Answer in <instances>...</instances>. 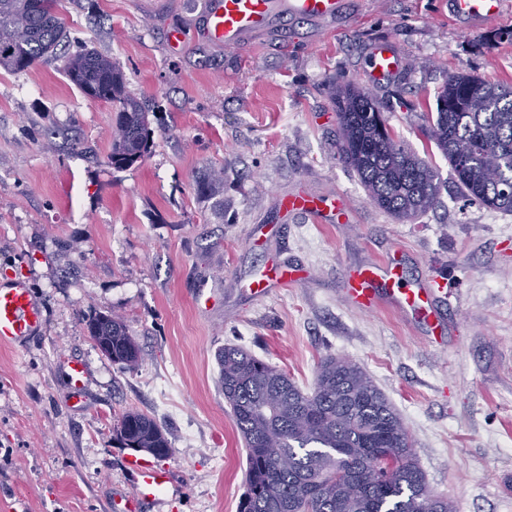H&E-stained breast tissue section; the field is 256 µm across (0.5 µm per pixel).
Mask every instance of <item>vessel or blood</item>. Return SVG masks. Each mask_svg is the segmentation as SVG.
I'll use <instances>...</instances> for the list:
<instances>
[{
    "label": "vessel or blood",
    "instance_id": "obj_1",
    "mask_svg": "<svg viewBox=\"0 0 512 512\" xmlns=\"http://www.w3.org/2000/svg\"><path fill=\"white\" fill-rule=\"evenodd\" d=\"M504 4L505 0H449V11L462 20L489 24L501 18ZM347 5V0H203L200 19L212 46L244 48L275 34L289 19L330 28L346 13ZM402 67L398 53L379 45L369 57L365 75L370 82L381 83L396 76ZM346 290L365 310L377 307L386 299L426 325H433L437 319L431 286L401 287L397 264L393 261L350 272ZM42 324V308L24 280H13L5 287L0 285V346H10L37 334ZM67 376L70 403L79 405L85 365L69 362ZM125 467L132 483V493L123 504L125 512H139L142 504L158 501L172 482L169 468L145 458L127 457Z\"/></svg>",
    "mask_w": 512,
    "mask_h": 512
}]
</instances>
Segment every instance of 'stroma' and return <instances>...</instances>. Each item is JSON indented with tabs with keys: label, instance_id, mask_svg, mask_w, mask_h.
Returning a JSON list of instances; mask_svg holds the SVG:
<instances>
[{
	"label": "stroma",
	"instance_id": "obj_1",
	"mask_svg": "<svg viewBox=\"0 0 512 512\" xmlns=\"http://www.w3.org/2000/svg\"><path fill=\"white\" fill-rule=\"evenodd\" d=\"M198 0H61L58 15L122 68L151 111L152 148L107 164L112 105L84 95L60 56L0 70V281L23 278L43 310L39 334L0 346V512H110L131 492L113 426L123 412L167 428L175 482L145 512H238L244 441L218 388L216 355L242 346L310 388L321 358L364 368L404 420L434 494L455 512H512V214L461 198L426 134L448 75L512 85V0L491 25L448 16V0H349L321 31L287 21L242 49L205 39ZM188 34L172 49L173 28ZM380 43L405 69L367 84ZM367 86L394 134L440 172L441 203L396 221L336 157L329 83ZM224 187L196 195L201 173ZM343 198L345 224L285 210L297 192ZM406 283L439 281L446 328L390 303L358 308L351 266L389 258ZM273 266L288 285L251 291ZM123 317L142 356H104L87 321ZM87 367L68 404L67 363Z\"/></svg>",
	"mask_w": 512,
	"mask_h": 512
}]
</instances>
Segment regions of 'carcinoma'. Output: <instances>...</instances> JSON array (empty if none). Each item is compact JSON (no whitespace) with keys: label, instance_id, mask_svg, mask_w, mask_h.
<instances>
[{"label":"carcinoma","instance_id":"carcinoma-1","mask_svg":"<svg viewBox=\"0 0 512 512\" xmlns=\"http://www.w3.org/2000/svg\"><path fill=\"white\" fill-rule=\"evenodd\" d=\"M58 0H0V69L17 74L74 48L64 73L86 96L115 105L108 165L123 169L150 151V112L126 89L112 61L74 37L57 13ZM336 104V155L359 177L369 200L399 221L440 204L439 174L395 137L382 108L354 83L330 84ZM428 136L448 159L460 195L512 213V86L454 73L438 92ZM224 170L197 184L213 194ZM90 336L112 337V361L127 370L141 362L124 318L99 314ZM219 382L247 450L246 491L238 512H454L433 494L412 454L406 425L356 363L323 358L313 386L302 389L286 371L248 350H219ZM115 436L124 448L157 458L171 452L153 418L126 411Z\"/></svg>","mask_w":512,"mask_h":512}]
</instances>
